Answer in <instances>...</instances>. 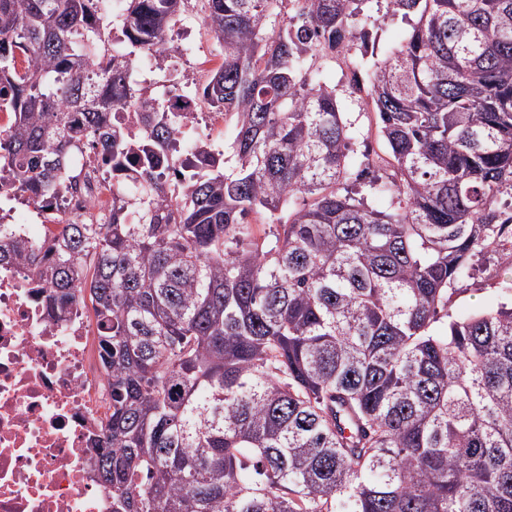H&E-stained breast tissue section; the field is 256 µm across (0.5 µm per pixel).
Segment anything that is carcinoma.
<instances>
[{
  "mask_svg": "<svg viewBox=\"0 0 512 512\" xmlns=\"http://www.w3.org/2000/svg\"><path fill=\"white\" fill-rule=\"evenodd\" d=\"M370 2L205 0L222 63L190 88L184 0H112V35L104 0H0V198L53 223H0V264L91 301L111 512H512V305L448 314L475 256L512 272V0H383L412 30L359 158L322 72ZM178 97L233 118L227 156L181 155ZM112 205V187L109 185L106 189L99 188L89 196H79L74 198L69 205V212L73 215H80L86 211L92 210L102 212Z\"/></svg>",
  "mask_w": 512,
  "mask_h": 512,
  "instance_id": "1",
  "label": "carcinoma"
}]
</instances>
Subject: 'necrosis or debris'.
Masks as SVG:
<instances>
[{
  "mask_svg": "<svg viewBox=\"0 0 512 512\" xmlns=\"http://www.w3.org/2000/svg\"><path fill=\"white\" fill-rule=\"evenodd\" d=\"M109 404L95 318H57L27 270L0 265V512H111L90 467Z\"/></svg>",
  "mask_w": 512,
  "mask_h": 512,
  "instance_id": "necrosis-or-debris-1",
  "label": "necrosis or debris"
}]
</instances>
